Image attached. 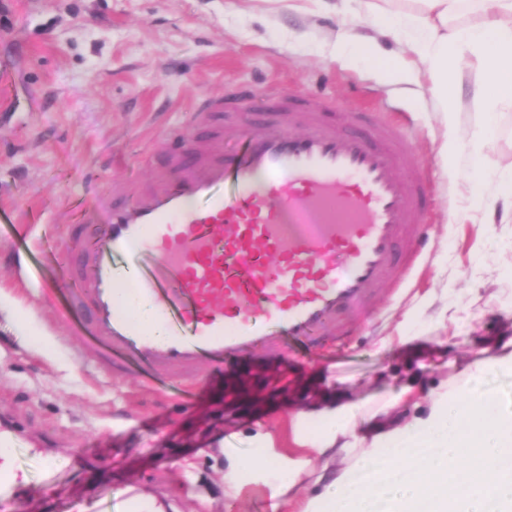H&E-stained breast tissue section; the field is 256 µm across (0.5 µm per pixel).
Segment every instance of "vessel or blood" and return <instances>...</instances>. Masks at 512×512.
Instances as JSON below:
<instances>
[{
  "instance_id": "obj_1",
  "label": "vessel or blood",
  "mask_w": 512,
  "mask_h": 512,
  "mask_svg": "<svg viewBox=\"0 0 512 512\" xmlns=\"http://www.w3.org/2000/svg\"><path fill=\"white\" fill-rule=\"evenodd\" d=\"M267 109L273 120L258 124L244 98L200 99L197 115L228 114L238 150L182 126L146 187L116 181L98 196L104 223L38 239L111 377L193 385L231 359L317 353L353 336L386 280L404 281L420 255L431 176L399 127L356 107L354 129L338 128L312 97L273 95ZM130 296L153 306L152 324ZM11 454L0 432L1 493L18 480Z\"/></svg>"
}]
</instances>
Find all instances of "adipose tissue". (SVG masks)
Returning <instances> with one entry per match:
<instances>
[{
    "instance_id": "obj_1",
    "label": "adipose tissue",
    "mask_w": 512,
    "mask_h": 512,
    "mask_svg": "<svg viewBox=\"0 0 512 512\" xmlns=\"http://www.w3.org/2000/svg\"><path fill=\"white\" fill-rule=\"evenodd\" d=\"M474 0H408L388 9L379 0H336L338 17L398 36V51L376 60L353 29L336 31L338 57L379 64L392 77L424 70L437 109L453 119L462 109L460 62L477 74L475 109L480 118L470 140L471 176L485 167L483 146L493 137L499 104L512 102V0H496L494 13L474 24L453 25L449 17ZM494 366L512 368V346L475 360L461 381H452L431 397L426 416L397 425H377L356 435L358 411L344 404L329 412L330 427L318 453L336 451L351 457L323 494L300 512H371L373 497L389 512H512V409L478 393L473 381ZM386 465L374 468L372 455Z\"/></svg>"
}]
</instances>
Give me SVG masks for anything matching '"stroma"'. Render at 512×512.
Instances as JSON below:
<instances>
[{
  "instance_id": "1",
  "label": "stroma",
  "mask_w": 512,
  "mask_h": 512,
  "mask_svg": "<svg viewBox=\"0 0 512 512\" xmlns=\"http://www.w3.org/2000/svg\"><path fill=\"white\" fill-rule=\"evenodd\" d=\"M336 14L286 0H11L0 12V426L13 430L20 483L0 512H96L138 490L160 512H298L336 467L300 444L321 410L394 403L405 419L481 348L512 339V220L474 202L468 154L476 75L462 110L436 111L424 76L336 58ZM253 89L318 95L342 110L367 103L397 124L431 169V241L398 291H384L346 346L294 352L276 367L229 361L191 390L114 379L79 343L47 287L53 265L20 277L25 239L86 216L92 188L149 174V162L199 98ZM270 439L311 477L248 469Z\"/></svg>"
}]
</instances>
